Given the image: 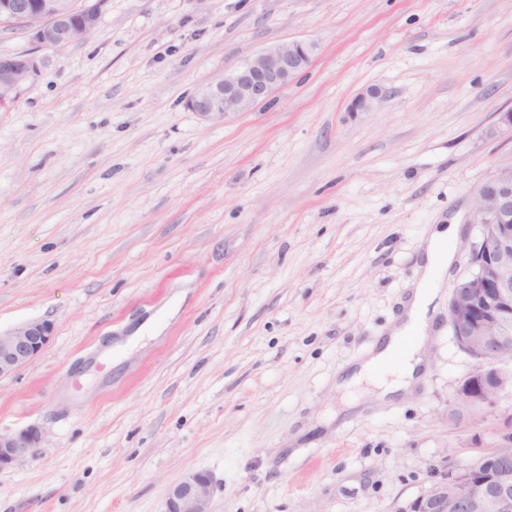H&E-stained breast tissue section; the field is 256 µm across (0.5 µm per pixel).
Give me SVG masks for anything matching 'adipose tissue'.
<instances>
[{"instance_id": "adipose-tissue-1", "label": "adipose tissue", "mask_w": 512, "mask_h": 512, "mask_svg": "<svg viewBox=\"0 0 512 512\" xmlns=\"http://www.w3.org/2000/svg\"><path fill=\"white\" fill-rule=\"evenodd\" d=\"M456 225L438 224L425 242L416 277L401 313L389 323L381 340L340 382L344 389L370 383L382 397L409 398L428 367L436 284L454 258Z\"/></svg>"}]
</instances>
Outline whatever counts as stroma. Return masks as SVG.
<instances>
[{"mask_svg": "<svg viewBox=\"0 0 512 512\" xmlns=\"http://www.w3.org/2000/svg\"><path fill=\"white\" fill-rule=\"evenodd\" d=\"M314 45L269 102L187 97L262 48ZM0 112V330L53 323L0 378V512H404L443 458L512 433V389L470 411L448 326L473 193L512 163V0H108ZM373 111H350L368 88ZM434 224L460 227L429 370L342 414L336 375L382 336ZM40 441L41 436L35 428L22 429L8 435L0 434V470L17 466L34 457ZM211 496L210 476L202 471L192 472L169 489L165 512H211Z\"/></svg>", "mask_w": 512, "mask_h": 512, "instance_id": "stroma-1", "label": "stroma"}]
</instances>
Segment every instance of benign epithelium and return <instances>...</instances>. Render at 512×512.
I'll return each instance as SVG.
<instances>
[{"mask_svg": "<svg viewBox=\"0 0 512 512\" xmlns=\"http://www.w3.org/2000/svg\"><path fill=\"white\" fill-rule=\"evenodd\" d=\"M108 0H0V27L25 28L36 50L0 56V109L13 104L23 87L41 73L45 57L39 50H60L81 41L99 25ZM313 46L288 41L267 47L239 69L215 77L189 100L190 111L205 120H222L264 103L285 88L310 63ZM384 93L370 88L354 98L352 112H370ZM512 165L498 167L474 192L473 223L480 228L470 246L472 272L458 281L448 302V324L457 345L479 354L478 366L459 389L471 410L496 405L512 388V374L500 364L512 361ZM54 327L31 319L0 330V377L10 375L37 356L50 342ZM41 436L26 428L0 434V470L36 455ZM496 474L494 480L474 482L466 472ZM212 480L202 471L173 485L165 512H211ZM412 512H512V435L478 459L454 466L413 505Z\"/></svg>", "mask_w": 512, "mask_h": 512, "instance_id": "benign-epithelium-1", "label": "benign epithelium"}]
</instances>
